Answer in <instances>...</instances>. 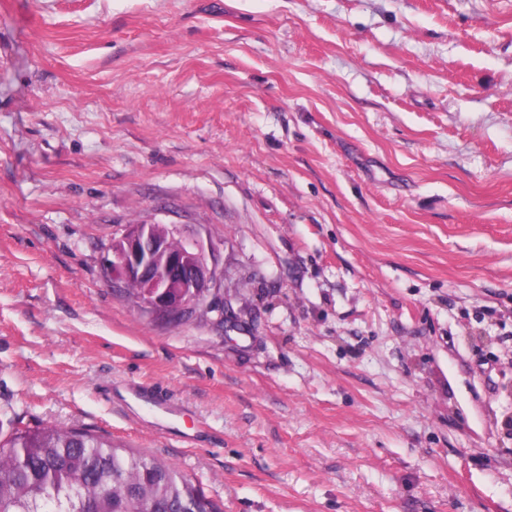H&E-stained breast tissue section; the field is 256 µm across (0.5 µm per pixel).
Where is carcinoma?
<instances>
[{
	"label": "carcinoma",
	"instance_id": "carcinoma-1",
	"mask_svg": "<svg viewBox=\"0 0 512 512\" xmlns=\"http://www.w3.org/2000/svg\"><path fill=\"white\" fill-rule=\"evenodd\" d=\"M220 512L174 467L88 430H16L0 443V512Z\"/></svg>",
	"mask_w": 512,
	"mask_h": 512
}]
</instances>
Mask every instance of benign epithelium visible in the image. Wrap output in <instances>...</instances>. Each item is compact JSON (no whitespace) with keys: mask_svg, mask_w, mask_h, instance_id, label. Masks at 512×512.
<instances>
[{"mask_svg":"<svg viewBox=\"0 0 512 512\" xmlns=\"http://www.w3.org/2000/svg\"><path fill=\"white\" fill-rule=\"evenodd\" d=\"M214 271L203 244L159 223L135 224L112 246L107 277L143 289L142 306L156 315L197 305Z\"/></svg>","mask_w":512,"mask_h":512,"instance_id":"1","label":"benign epithelium"}]
</instances>
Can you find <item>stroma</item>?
Returning <instances> with one entry per match:
<instances>
[{"label":"stroma","instance_id":"obj_1","mask_svg":"<svg viewBox=\"0 0 512 512\" xmlns=\"http://www.w3.org/2000/svg\"><path fill=\"white\" fill-rule=\"evenodd\" d=\"M202 242L189 317L103 262ZM512 0H0V437L224 512H512Z\"/></svg>","mask_w":512,"mask_h":512}]
</instances>
